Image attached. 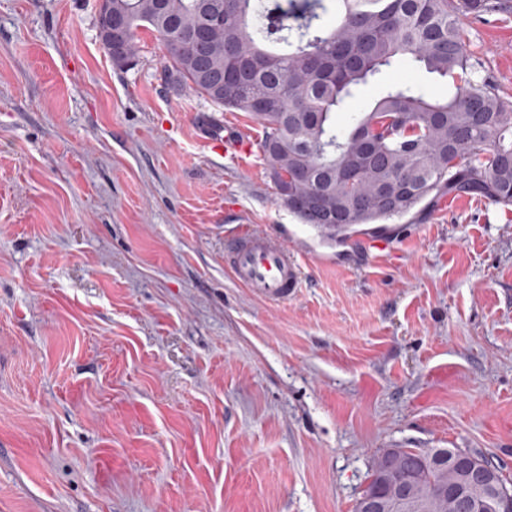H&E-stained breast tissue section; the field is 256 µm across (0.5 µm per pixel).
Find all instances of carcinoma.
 I'll use <instances>...</instances> for the list:
<instances>
[{
  "label": "carcinoma",
  "instance_id": "cac0c4a2",
  "mask_svg": "<svg viewBox=\"0 0 512 512\" xmlns=\"http://www.w3.org/2000/svg\"><path fill=\"white\" fill-rule=\"evenodd\" d=\"M125 30L123 68L138 33L168 51L163 79L218 107L249 113L281 202L303 224H362L400 217L445 195L512 205V103L474 80L461 20L508 0H108ZM417 62L444 82L431 96L390 83L339 129L336 108L397 61ZM448 448H387L363 495L401 496L407 480L421 512H461L448 488L491 460Z\"/></svg>",
  "mask_w": 512,
  "mask_h": 512
}]
</instances>
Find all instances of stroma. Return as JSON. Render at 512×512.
Here are the masks:
<instances>
[{
    "instance_id": "1",
    "label": "stroma",
    "mask_w": 512,
    "mask_h": 512,
    "mask_svg": "<svg viewBox=\"0 0 512 512\" xmlns=\"http://www.w3.org/2000/svg\"><path fill=\"white\" fill-rule=\"evenodd\" d=\"M96 18L0 0V512H355L386 448L480 455L512 488V205L325 237L279 200L260 125L165 85L150 33L117 69ZM464 30L512 99V9ZM392 81L448 92L402 61L337 127ZM228 224L302 256L296 299L235 283ZM217 122H213V127L211 125L205 126L203 129V136L206 139H211L216 142L224 141V148L225 152H230L234 155H248V144L245 142V140L238 136H230V135H223L224 128L219 124L218 126Z\"/></svg>"
}]
</instances>
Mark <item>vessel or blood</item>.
Segmentation results:
<instances>
[{"label":"vessel or blood","instance_id":"b4317fda","mask_svg":"<svg viewBox=\"0 0 512 512\" xmlns=\"http://www.w3.org/2000/svg\"><path fill=\"white\" fill-rule=\"evenodd\" d=\"M205 138L223 143L227 152L245 155L248 145L240 136L224 134L222 127L205 126ZM225 264L235 281L269 303H285L303 288V266L285 242L248 224H236L224 235Z\"/></svg>","mask_w":512,"mask_h":512}]
</instances>
